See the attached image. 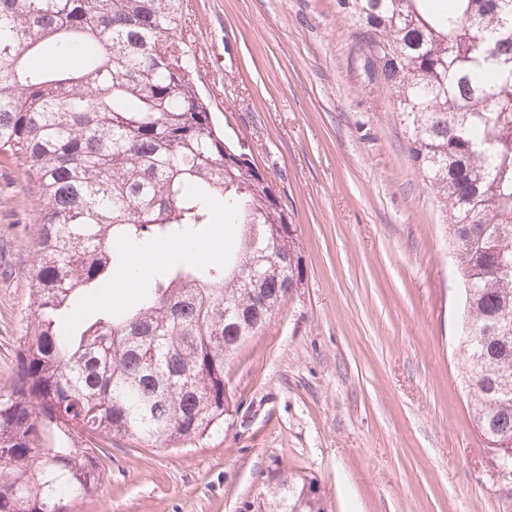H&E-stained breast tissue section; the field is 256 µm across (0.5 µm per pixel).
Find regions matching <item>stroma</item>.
I'll list each match as a JSON object with an SVG mask.
<instances>
[{"label":"stroma","mask_w":512,"mask_h":512,"mask_svg":"<svg viewBox=\"0 0 512 512\" xmlns=\"http://www.w3.org/2000/svg\"><path fill=\"white\" fill-rule=\"evenodd\" d=\"M191 78L295 224L299 288L224 364L218 428L113 442L71 512H258L316 481L324 512H512L461 382L448 227L392 93L336 0H184ZM40 201L0 156V393L32 317Z\"/></svg>","instance_id":"stroma-1"}]
</instances>
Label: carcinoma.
<instances>
[{
	"label": "carcinoma",
	"mask_w": 512,
	"mask_h": 512,
	"mask_svg": "<svg viewBox=\"0 0 512 512\" xmlns=\"http://www.w3.org/2000/svg\"><path fill=\"white\" fill-rule=\"evenodd\" d=\"M396 97L416 173L448 224L463 290L461 380L491 460L512 449V0H337ZM183 0H0V153L41 200L33 315L0 394V512L95 495L112 441L185 445L224 422V363L264 325L256 290L298 287V236L267 175L189 78ZM77 66L38 67L46 47ZM221 202L222 263L183 253L130 305L82 320L126 252L194 238ZM495 408H489L493 394ZM267 512H323L287 476Z\"/></svg>",
	"instance_id": "1"
}]
</instances>
